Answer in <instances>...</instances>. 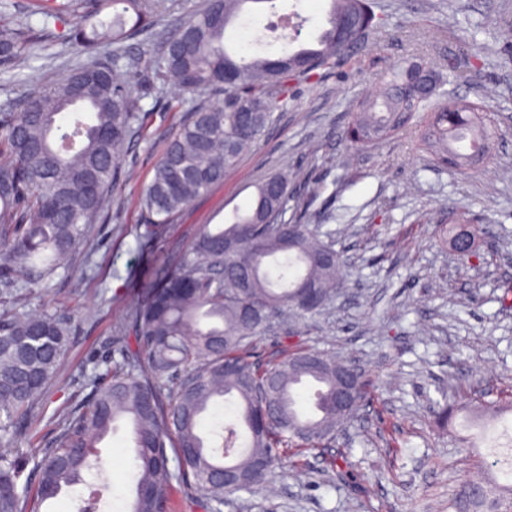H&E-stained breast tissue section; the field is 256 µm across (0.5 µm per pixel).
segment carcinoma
<instances>
[{
    "label": "carcinoma",
    "mask_w": 512,
    "mask_h": 512,
    "mask_svg": "<svg viewBox=\"0 0 512 512\" xmlns=\"http://www.w3.org/2000/svg\"><path fill=\"white\" fill-rule=\"evenodd\" d=\"M112 9L103 21L92 13L69 36L87 55L51 86L25 97L17 112H0V295L20 296L16 273L38 284L64 267L83 244L88 226L109 212L119 184L121 158L142 128V100L171 83L184 113L166 140L151 181L140 198L147 237L156 236L199 196L224 182L244 151L288 106V80H309L350 48L382 28L368 0H329L324 29L313 47L270 58L239 57L224 38L248 3L276 0H208L162 45L154 81L126 54L125 40L153 28L161 0H97ZM112 30V58L98 52L100 29ZM27 25L0 24V62H27ZM126 61V74L117 72ZM442 76L429 62H405L380 78L379 93L362 99L345 130L354 150L398 134L421 112L422 130L436 163L465 168L486 158L494 128L481 106L460 101L458 111L437 100ZM221 88L220 103H194ZM254 110L244 123L242 109ZM295 197L288 177L271 175L256 187L252 208L233 222L205 227L190 248L157 270L145 300L131 315L134 342L121 361L92 380L84 405L64 415L40 456L19 448L24 423L64 367L69 317L55 312H0V512H40L82 473L98 464L97 442L124 421L130 425L138 469L132 512H167L175 486L213 512L241 491H250L285 467L291 450L316 448L335 435L336 364L318 351L287 349L266 367L250 360L258 330L277 314H313L332 299L342 266L333 241L305 224H289ZM283 255L278 273L264 260ZM320 304L303 305V289ZM311 380L316 413L297 408L296 386ZM229 396L236 419L220 446H210L201 423L210 406ZM246 431V444L239 443ZM175 453L170 468L168 449ZM32 477L23 478L28 464ZM241 475L224 484V467ZM482 498L467 496L472 481L448 502L450 512H512V483L493 475L481 480Z\"/></svg>",
    "instance_id": "obj_1"
}]
</instances>
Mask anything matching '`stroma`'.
<instances>
[{
	"instance_id": "35a3bbf8",
	"label": "stroma",
	"mask_w": 512,
	"mask_h": 512,
	"mask_svg": "<svg viewBox=\"0 0 512 512\" xmlns=\"http://www.w3.org/2000/svg\"><path fill=\"white\" fill-rule=\"evenodd\" d=\"M40 0H0V23L31 10L35 33L24 70L0 66V110L17 109L35 91L30 71L58 78L81 61L68 34L73 15L44 18ZM205 0H165L156 27L125 47L151 68L160 45ZM302 26L288 40L268 38L244 12L229 36L245 54H272L314 43L326 25V0H284ZM387 26L350 52L339 67L288 84V107L224 183L198 197L167 225L153 250H141L137 199L181 115L145 98L142 132L122 163L110 213L93 224L67 268L39 286H23L20 311L71 313L68 365L32 412L24 452L35 454L55 425L52 413L78 408L91 379L128 333L131 308L145 296L160 259L185 249L205 225L247 209L272 173L299 176L300 203L289 216L331 233L345 261L339 293L319 314L273 318L252 344L263 364L304 345L350 358L368 381V398L322 449L305 451L264 487L235 494L221 512H448L465 474L487 470L490 440L478 423L512 405V53L499 51L494 21L512 17V0H374ZM488 51L485 67L467 63ZM452 67L442 91L482 105L495 125L493 152L465 169L433 163L421 142L422 120L363 151L344 138L350 112L374 94L381 75L401 61ZM466 211L475 237L460 258L449 213ZM451 411L442 422V411ZM102 469L66 488L55 512H76L90 490L103 512H130L135 489L133 442L122 425L97 444Z\"/></svg>"
}]
</instances>
